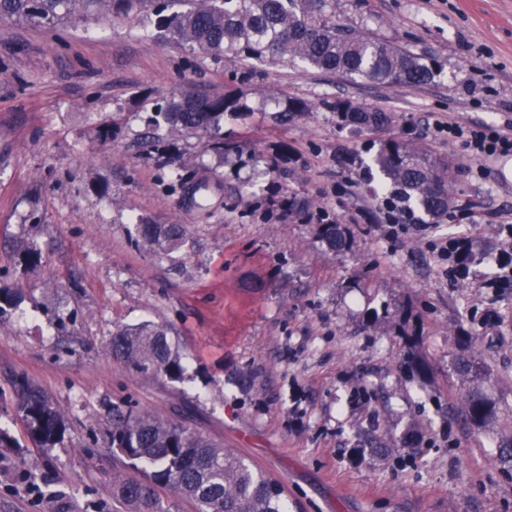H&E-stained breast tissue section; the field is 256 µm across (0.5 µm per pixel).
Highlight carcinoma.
I'll use <instances>...</instances> for the list:
<instances>
[{
	"instance_id": "1",
	"label": "carcinoma",
	"mask_w": 512,
	"mask_h": 512,
	"mask_svg": "<svg viewBox=\"0 0 512 512\" xmlns=\"http://www.w3.org/2000/svg\"><path fill=\"white\" fill-rule=\"evenodd\" d=\"M336 0H0V20L55 29L77 22L137 18L164 39L213 59L231 54L244 64L290 63L296 60L351 81L420 86L435 75L436 64L425 63L408 48L365 31L336 23ZM148 119L151 147L180 159L179 144L197 139L219 159L233 146L224 142V114L244 111L235 93L209 96L170 92L160 99L141 100ZM334 109L340 122L381 132L391 123L379 109L349 101ZM446 157L388 136L379 140L367 170H376L388 193L386 207L399 213L422 210L431 220L454 207ZM320 236L336 252L350 248L351 239L338 223L324 224ZM189 238L186 224H136V246L155 256L179 251ZM113 357L142 374L186 379L183 353L167 329L145 325L112 333ZM455 371L465 386L459 406L468 423L481 431L498 432L505 414L502 402L487 393L492 376L475 358L460 356ZM26 430L39 448L61 441L64 421L47 394L22 380L16 405ZM109 447L122 454L141 478L115 475V495L129 512H170L161 500L167 490L190 500L195 512H288L283 487L243 458L199 435L193 429L158 416L112 408ZM497 462L512 469V429L499 432Z\"/></svg>"
}]
</instances>
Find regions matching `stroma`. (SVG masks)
<instances>
[{"label":"stroma","instance_id":"1","mask_svg":"<svg viewBox=\"0 0 512 512\" xmlns=\"http://www.w3.org/2000/svg\"><path fill=\"white\" fill-rule=\"evenodd\" d=\"M338 23L370 30L443 68L428 84L352 82L303 63L245 69L136 20L44 31L0 21V287L20 302L0 325V512H127L112 477L110 406L183 423L284 488L289 512H512V470L458 411L455 359L474 350L512 405V288L493 290L512 222V158L476 161L435 135L452 122L512 130V0H336ZM239 92L225 116L237 150L191 143L185 169L135 143L142 93ZM314 111L273 121L291 100ZM386 111L388 135L449 157L457 204L425 232L388 238L360 157L376 132L340 126L334 102ZM118 120L120 137L98 126ZM210 189L205 209L189 196ZM295 197L310 201L288 212ZM185 224L182 271L131 243L137 219ZM350 232L334 253L322 220ZM475 236L471 272L446 277L430 242ZM35 245L41 259L20 250ZM165 326L188 379L131 370L113 332ZM40 386L65 434L32 447L21 380ZM34 476L30 500L17 482Z\"/></svg>","mask_w":512,"mask_h":512}]
</instances>
